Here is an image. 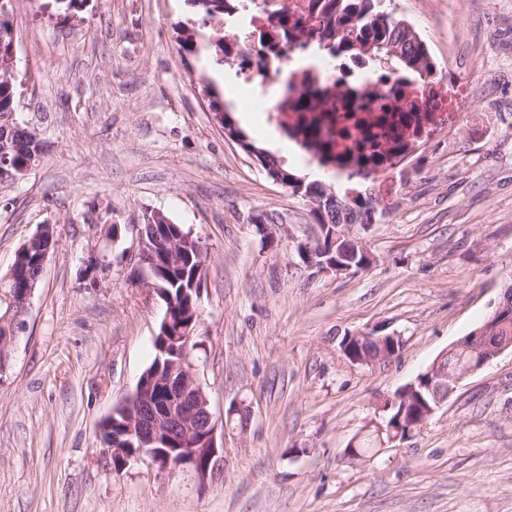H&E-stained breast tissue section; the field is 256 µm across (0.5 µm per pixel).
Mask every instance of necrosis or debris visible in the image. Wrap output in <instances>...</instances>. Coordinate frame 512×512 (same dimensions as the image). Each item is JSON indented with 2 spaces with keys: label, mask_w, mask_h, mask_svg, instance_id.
Returning <instances> with one entry per match:
<instances>
[{
  "label": "necrosis or debris",
  "mask_w": 512,
  "mask_h": 512,
  "mask_svg": "<svg viewBox=\"0 0 512 512\" xmlns=\"http://www.w3.org/2000/svg\"><path fill=\"white\" fill-rule=\"evenodd\" d=\"M216 25L235 30L240 54L251 61L241 79L258 88L268 122L294 132L312 162L336 155L329 172L370 181L380 200L395 193L389 174L459 123L461 84L441 78L425 84L358 59L332 58L319 46L318 25L288 36L261 6L241 7Z\"/></svg>",
  "instance_id": "4bbe7bcc"
}]
</instances>
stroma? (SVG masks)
I'll return each instance as SVG.
<instances>
[{"label": "stroma", "mask_w": 512, "mask_h": 512, "mask_svg": "<svg viewBox=\"0 0 512 512\" xmlns=\"http://www.w3.org/2000/svg\"><path fill=\"white\" fill-rule=\"evenodd\" d=\"M438 75L467 98L458 127L396 175L397 199L351 231L373 260L318 272L296 245L311 205L228 140L210 29L186 0H13L16 118L45 152L0 185V275L40 225L58 242L0 375V512H512V353L465 378L423 430L351 463L362 428L479 325L512 281V0H399ZM196 33L185 49L178 25ZM153 211L208 251L198 378L224 440L211 481L145 463L115 473L99 425L151 364L164 298L138 262ZM122 228L99 286L81 278L96 224ZM269 226L264 238L259 226ZM397 333L374 366L343 336ZM246 405L243 429L224 428Z\"/></svg>", "instance_id": "1"}]
</instances>
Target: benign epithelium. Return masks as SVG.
Wrapping results in <instances>:
<instances>
[{"mask_svg":"<svg viewBox=\"0 0 512 512\" xmlns=\"http://www.w3.org/2000/svg\"><path fill=\"white\" fill-rule=\"evenodd\" d=\"M346 250L340 251V257L331 260H316L317 240L309 238L300 241L297 249L302 255L303 262L321 271H334L338 274H351L367 267L362 263L356 265L353 258L360 253L369 256L366 245L350 234H344ZM110 248L105 247L97 252L90 251L89 257L95 260L97 269L94 272L92 284L99 283V274L111 268L109 260ZM512 319V307L504 304L497 306L482 333L464 336L452 345L455 351L469 350L476 344L486 342L484 334L497 330L501 325ZM371 339L377 343L380 353L376 357L357 355L351 350L340 349L345 359L358 365H373L394 358L403 348L401 337L392 334H382L378 330L357 333L348 339ZM512 350L511 343H502L489 349L486 358L479 362H470L462 366L450 367L447 364L448 353H442L429 367L419 375L415 382L408 384L399 393L403 401L401 413L389 423V443H403L414 436L448 399L457 385L465 377L482 369L493 358L506 350ZM171 375L156 376L158 385L166 386L167 396L162 403L157 402L146 394V387L139 385L135 392L139 394L140 405L133 409L126 419V429L122 444H112V461L125 469L132 462H143L157 468L163 473L190 471L202 485L210 480L224 461V445L217 441V427L209 407V400L197 377V365L182 351L180 359L170 363ZM429 387L434 391L433 404H425L415 415V420L406 419L407 405L412 400L416 387ZM178 432L182 435L185 447L161 448L160 436Z\"/></svg>","mask_w":512,"mask_h":512,"instance_id":"1","label":"benign epithelium"}]
</instances>
